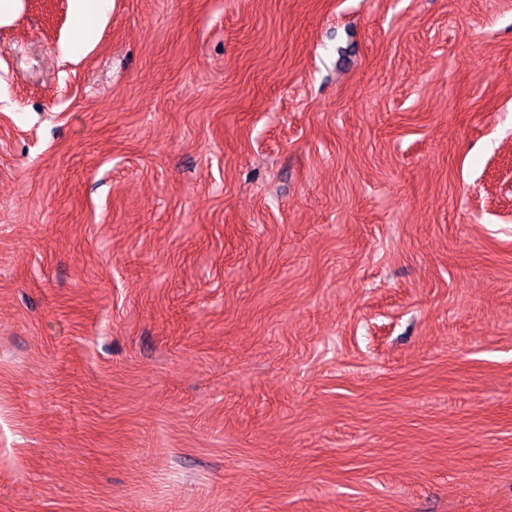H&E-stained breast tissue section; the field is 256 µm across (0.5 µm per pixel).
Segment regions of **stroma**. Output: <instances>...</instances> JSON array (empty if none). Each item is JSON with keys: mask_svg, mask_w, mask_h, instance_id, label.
<instances>
[{"mask_svg": "<svg viewBox=\"0 0 512 512\" xmlns=\"http://www.w3.org/2000/svg\"><path fill=\"white\" fill-rule=\"evenodd\" d=\"M71 30L0 25V512H512V0Z\"/></svg>", "mask_w": 512, "mask_h": 512, "instance_id": "stroma-1", "label": "stroma"}]
</instances>
